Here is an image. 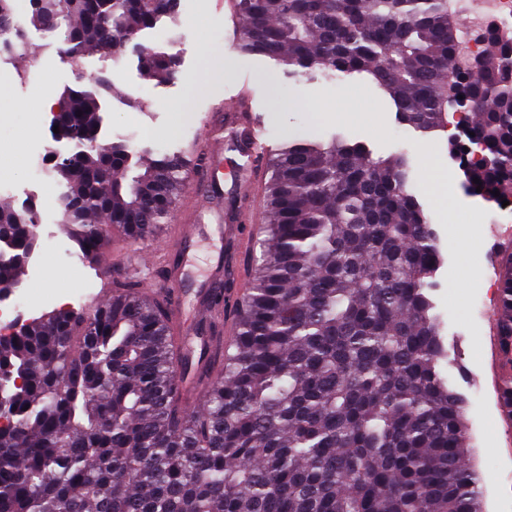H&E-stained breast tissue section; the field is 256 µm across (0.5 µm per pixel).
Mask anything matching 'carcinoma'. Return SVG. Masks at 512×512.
Segmentation results:
<instances>
[{
	"label": "carcinoma",
	"mask_w": 512,
	"mask_h": 512,
	"mask_svg": "<svg viewBox=\"0 0 512 512\" xmlns=\"http://www.w3.org/2000/svg\"><path fill=\"white\" fill-rule=\"evenodd\" d=\"M177 0H31L28 23L76 60L130 43L144 77L175 78L178 55L139 42L174 19ZM237 44L300 84L362 76L423 136L464 115L487 164L468 187L512 196V42L486 35L477 70H454L460 43L448 0H235ZM23 34L0 0V50ZM111 81L77 75L61 102L86 144L58 160L60 223L93 262L112 229L160 232L186 187L184 151L148 164L124 142L94 147ZM268 221L251 240L247 294L206 300L216 319L198 358L172 330L168 299L112 279L93 314L56 309L0 335L9 423L0 426V512H483L468 458L464 399L446 360L430 291L436 233L406 159L361 143L295 138L266 159ZM39 212L0 201V291L20 282L11 257ZM235 323L224 345L216 328ZM512 368V267L497 313ZM207 386L190 414L176 391Z\"/></svg>",
	"instance_id": "carcinoma-1"
}]
</instances>
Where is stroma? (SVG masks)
Returning <instances> with one entry per match:
<instances>
[{
	"label": "stroma",
	"instance_id": "stroma-1",
	"mask_svg": "<svg viewBox=\"0 0 512 512\" xmlns=\"http://www.w3.org/2000/svg\"><path fill=\"white\" fill-rule=\"evenodd\" d=\"M231 8L232 0H179L175 20L143 34L146 42H173L179 56L176 79L162 84L144 78L133 48L116 61L90 52L74 63L51 48L50 35L27 27L13 64L0 66V200L13 202V189L36 182L48 194L32 258L40 272L22 275L16 300L37 303L48 312L77 292L97 293L117 275L138 278L146 291L165 280L162 269L140 268L142 256L159 244L155 237L113 235L106 249L112 262L104 269L56 254L58 246H70L71 240L51 195L58 179L52 172H37L36 156L53 144L51 105L74 84L76 74L107 72L113 92L100 112L101 140H122L140 152L200 149L194 130L203 113L216 111L225 97L236 95L261 112L269 147L290 138L336 136L364 143L380 156H405L411 188L436 232L442 256L431 295L448 354L444 368L466 401L471 462L484 479V512H512V418L501 414V361L489 353L494 330L489 313L499 302V283L489 269L495 250L491 229L512 226V204L469 192L449 133L423 137L400 125L394 107L372 84L321 76L297 84L269 58L241 54L229 37ZM466 231L473 247L464 258L459 244ZM223 244V214L204 213L180 284L187 314L199 308L201 287Z\"/></svg>",
	"mask_w": 512,
	"mask_h": 512
}]
</instances>
